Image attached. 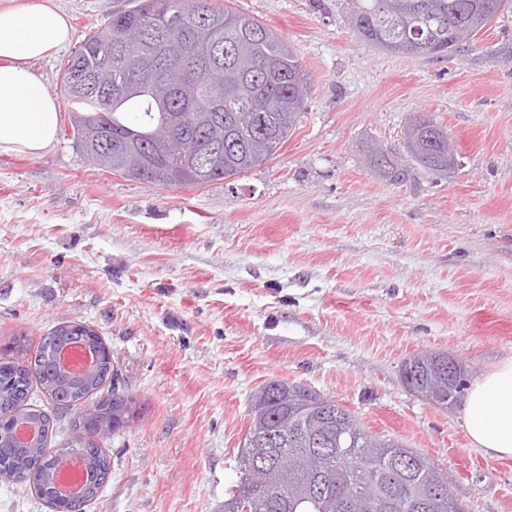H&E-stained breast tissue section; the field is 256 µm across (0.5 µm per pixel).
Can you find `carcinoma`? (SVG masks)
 <instances>
[{
	"label": "carcinoma",
	"instance_id": "cac0c4a2",
	"mask_svg": "<svg viewBox=\"0 0 512 512\" xmlns=\"http://www.w3.org/2000/svg\"><path fill=\"white\" fill-rule=\"evenodd\" d=\"M348 21L358 38L381 51L402 53L414 42L429 46V55L451 57L479 30L468 22L490 23L512 0H347ZM102 69L109 71L112 111L102 118L88 92L75 94L72 84ZM307 74L296 52L258 18L214 0H131L112 13L103 27L85 35L62 64V87L70 106L73 142L88 163L128 178L162 185L202 186L233 180L266 163L296 129L305 96L298 87ZM182 139L186 158L168 165L158 155L167 137ZM405 154L366 147L377 176L405 178L403 156L427 171L448 175V131L424 116L411 118L405 129ZM77 344L96 355L83 373H68L58 361L67 345ZM442 353L412 356L401 363L433 387L431 404L451 409L465 390V367L451 378L433 381ZM112 355L89 326L72 321L42 337L36 350L15 342L11 356L0 357V481L12 482L34 472L33 488L50 508H57L54 481L59 458L77 455L84 461V497L68 504L83 512L106 482L111 461L102 443L123 426L129 400L114 386ZM38 389L51 406L74 412L70 435L53 450L57 415L31 401ZM320 397L302 385L274 380L251 402V422L244 442L278 432V448L302 458L315 439L329 441L334 455L322 462L333 475L322 495L311 503L293 499L296 490L315 480L308 469L283 472L270 463L254 471L239 452L236 488L224 512H349L344 502L365 495L358 512H381L376 497L394 482L406 486L409 498L431 492L443 479L424 454L403 443L369 434L356 417L327 421L310 407ZM22 422L37 428L27 444L15 442L8 425ZM426 512H463L448 487L440 486Z\"/></svg>",
	"mask_w": 512,
	"mask_h": 512
}]
</instances>
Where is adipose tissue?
<instances>
[{
  "mask_svg": "<svg viewBox=\"0 0 512 512\" xmlns=\"http://www.w3.org/2000/svg\"><path fill=\"white\" fill-rule=\"evenodd\" d=\"M71 38L69 17L51 0H18L0 14V154H38L54 143L57 105L29 65ZM462 419L473 447L495 460L512 459V356L473 380Z\"/></svg>",
  "mask_w": 512,
  "mask_h": 512,
  "instance_id": "obj_1",
  "label": "adipose tissue"
}]
</instances>
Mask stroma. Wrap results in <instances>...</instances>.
<instances>
[{
	"instance_id": "stroma-1",
	"label": "stroma",
	"mask_w": 512,
	"mask_h": 512,
	"mask_svg": "<svg viewBox=\"0 0 512 512\" xmlns=\"http://www.w3.org/2000/svg\"><path fill=\"white\" fill-rule=\"evenodd\" d=\"M53 3L73 39L32 68L56 141L0 154V355L68 321L111 351L131 410L87 512H224L272 380L427 455L465 512H512V459L472 447L460 408L399 373L436 352L471 380L512 355V10L452 58H406L364 44L345 0H232L295 49L304 115L234 181L162 186L88 166L68 137L60 65L123 0ZM418 113L447 129L454 173L372 175L365 144L402 151Z\"/></svg>"
}]
</instances>
